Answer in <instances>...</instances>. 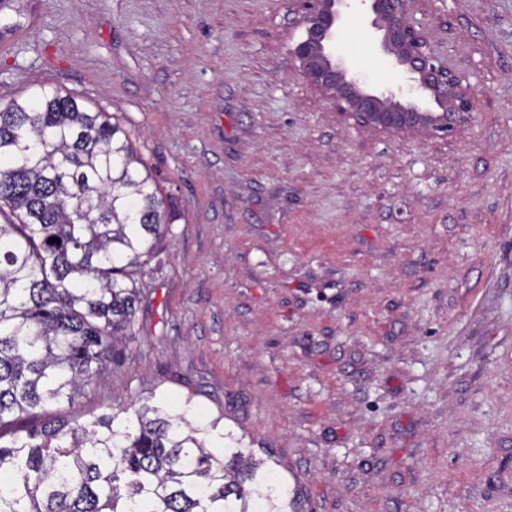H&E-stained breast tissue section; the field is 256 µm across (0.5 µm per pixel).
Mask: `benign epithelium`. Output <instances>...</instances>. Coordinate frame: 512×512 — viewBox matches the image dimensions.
I'll return each instance as SVG.
<instances>
[{
	"label": "benign epithelium",
	"mask_w": 512,
	"mask_h": 512,
	"mask_svg": "<svg viewBox=\"0 0 512 512\" xmlns=\"http://www.w3.org/2000/svg\"><path fill=\"white\" fill-rule=\"evenodd\" d=\"M301 2L306 36L294 46L292 55L303 75L324 91L329 102L359 123L395 132L424 121L450 134L458 118L471 110L473 91L431 51L409 15V0H358L369 28L381 33L380 50L402 74L399 83L374 90L361 88L358 77L336 54V29L350 0ZM429 101L442 111H424Z\"/></svg>",
	"instance_id": "1"
}]
</instances>
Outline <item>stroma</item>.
Here are the masks:
<instances>
[{
	"instance_id": "35a3bbf8",
	"label": "stroma",
	"mask_w": 512,
	"mask_h": 512,
	"mask_svg": "<svg viewBox=\"0 0 512 512\" xmlns=\"http://www.w3.org/2000/svg\"><path fill=\"white\" fill-rule=\"evenodd\" d=\"M14 2L0 103L109 113L169 220L132 338L58 415L189 397L304 512H512V0L409 4L475 89L449 136L334 108L298 0ZM336 52L394 78L356 13Z\"/></svg>"
}]
</instances>
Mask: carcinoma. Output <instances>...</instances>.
I'll return each mask as SVG.
<instances>
[{"instance_id": "1", "label": "carcinoma", "mask_w": 512, "mask_h": 512, "mask_svg": "<svg viewBox=\"0 0 512 512\" xmlns=\"http://www.w3.org/2000/svg\"><path fill=\"white\" fill-rule=\"evenodd\" d=\"M142 166L107 113L55 89L0 104V512H301L190 397L50 415L132 334L167 221Z\"/></svg>"}]
</instances>
